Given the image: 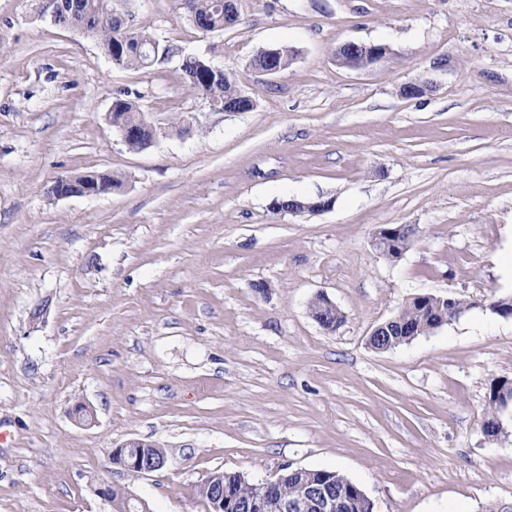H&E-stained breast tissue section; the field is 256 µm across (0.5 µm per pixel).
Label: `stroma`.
Segmentation results:
<instances>
[{
    "instance_id": "1",
    "label": "stroma",
    "mask_w": 512,
    "mask_h": 512,
    "mask_svg": "<svg viewBox=\"0 0 512 512\" xmlns=\"http://www.w3.org/2000/svg\"><path fill=\"white\" fill-rule=\"evenodd\" d=\"M203 33L181 0H112L174 53L112 64L41 0H0V512H209L216 471L252 481L336 470L374 512H512V414L483 424L512 380V0H242ZM347 41L383 43L362 70ZM296 58L266 75V46ZM197 54L255 101L227 114L179 74ZM426 82L406 98L401 87ZM161 126L135 151L106 120L115 97ZM109 169L121 190L57 199L62 174ZM282 197L331 200L276 213ZM413 224L397 260L382 226ZM265 283V292L256 284ZM327 296L344 320L309 313ZM470 309L377 352L368 337L415 295ZM93 406L96 423L72 409ZM130 438L166 447L141 475L111 464ZM389 48L385 44L348 41L340 45L336 63L346 69H364L384 58ZM263 49H273L275 50L274 54H265L262 52ZM295 54L294 51L287 46H269L263 47L259 49L251 60V66L255 70L268 69V68H278L281 71L288 68V66L294 60ZM265 70L264 72L267 74H276L280 72L277 69ZM416 234V228L412 224H398L392 226L380 227L373 236L371 241L373 249L381 255H388L390 259L400 258L406 248H402L398 257L394 258L391 254H397V248L400 246V240L405 239V246L411 244L409 240L413 239Z\"/></svg>"
}]
</instances>
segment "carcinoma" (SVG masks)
<instances>
[{
	"mask_svg": "<svg viewBox=\"0 0 512 512\" xmlns=\"http://www.w3.org/2000/svg\"><path fill=\"white\" fill-rule=\"evenodd\" d=\"M184 8L196 28L202 32H215L236 27L241 24V14L229 15L215 0H182ZM73 13L70 18H80L85 14L92 16L91 37L100 42L105 54L112 55V63L127 68L147 67L152 63V55L148 54L151 44L156 39L146 30H129L123 18L112 11L109 0H73ZM275 53L265 54L257 51L251 60L255 70L278 68L285 70L294 60V51L288 46L273 47ZM183 81L193 91L205 96L213 104L235 106L242 112L251 110V104L243 98L237 87L235 77L224 73V77L216 80L198 67L193 56L184 57L179 65ZM143 110L135 102L118 97L112 101V122L119 125L139 129V134L128 142V147L140 150L151 137L150 131L142 128ZM102 194H109L124 186L125 178L112 171L100 172ZM426 313L416 304L403 306L394 316L396 329L423 328L428 332L432 323L425 320ZM512 391L506 385L492 389L489 396L486 426L495 427L496 408L494 401ZM224 493L229 496H241L257 501L260 509L257 512H278L277 502L284 497H293L302 492L301 480L311 485H320L332 490L336 497L335 512H373V505L361 488L336 470H305V475L295 474L294 470L286 472L274 481L264 485L250 482L235 472H225Z\"/></svg>",
	"mask_w": 512,
	"mask_h": 512,
	"instance_id": "obj_1",
	"label": "carcinoma"
}]
</instances>
